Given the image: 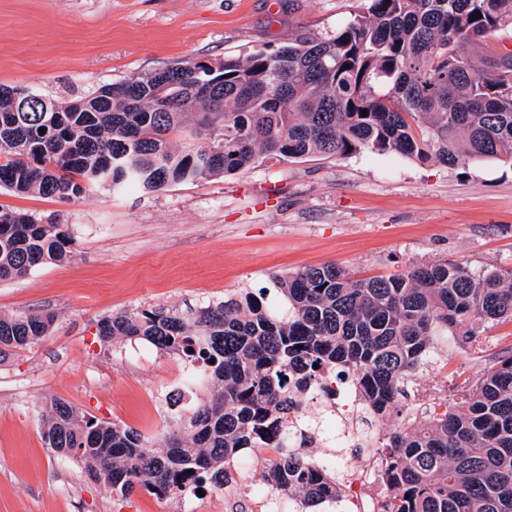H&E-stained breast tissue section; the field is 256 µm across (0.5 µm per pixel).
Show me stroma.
Returning a JSON list of instances; mask_svg holds the SVG:
<instances>
[{"label": "stroma", "mask_w": 512, "mask_h": 512, "mask_svg": "<svg viewBox=\"0 0 512 512\" xmlns=\"http://www.w3.org/2000/svg\"><path fill=\"white\" fill-rule=\"evenodd\" d=\"M359 0H0V86L64 100L179 60L211 63L307 35L326 38ZM0 207L62 225L75 255L0 280V315L54 316L50 332L0 358V512H249L266 457L231 462L205 496L112 494L43 435L52 400L139 432L157 448L180 360L140 343L107 344L100 319L191 309L274 274L333 263L359 277L411 262L512 269V166H446L364 151L257 162L158 191L89 186L77 200L0 190ZM512 353V323L482 343L449 339L447 366L423 369L456 398Z\"/></svg>", "instance_id": "35a3bbf8"}]
</instances>
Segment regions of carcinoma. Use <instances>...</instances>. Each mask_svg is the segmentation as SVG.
I'll list each match as a JSON object with an SVG mask.
<instances>
[{
	"mask_svg": "<svg viewBox=\"0 0 512 512\" xmlns=\"http://www.w3.org/2000/svg\"><path fill=\"white\" fill-rule=\"evenodd\" d=\"M505 24L512 0H364L328 38L299 36L216 65L176 61L66 101L0 87V188L73 200L88 184L155 191L259 159L362 151L511 163L512 51L490 45ZM72 246L59 224L0 211L1 280L61 262ZM53 320L0 316V355L38 343ZM506 321L512 269L443 259L387 277L334 264L276 274L258 294L243 289L188 314L144 309L99 321L102 341H144L209 384L169 420L159 448L61 399L44 436L123 497L221 487L231 461L267 452L264 480L277 493L269 512L289 502L343 512L336 479L293 452L294 438L321 431L301 415L308 389L338 369L367 418L394 411L405 422L372 432L382 448L377 512H512L511 353L452 405L401 406L448 336L477 342L480 326Z\"/></svg>",
	"mask_w": 512,
	"mask_h": 512,
	"instance_id": "carcinoma-1",
	"label": "carcinoma"
}]
</instances>
